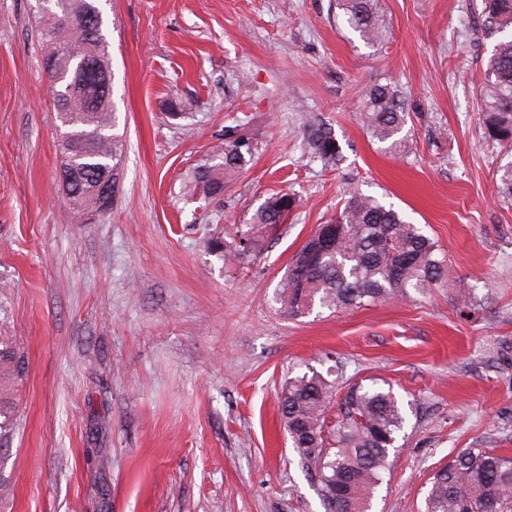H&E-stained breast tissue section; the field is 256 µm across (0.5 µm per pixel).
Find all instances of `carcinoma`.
<instances>
[{
	"label": "carcinoma",
	"instance_id": "cac0c4a2",
	"mask_svg": "<svg viewBox=\"0 0 512 512\" xmlns=\"http://www.w3.org/2000/svg\"><path fill=\"white\" fill-rule=\"evenodd\" d=\"M35 23L41 48L57 47L78 70H46L60 126L74 135L67 168L74 173L67 195L74 214L82 215L102 172L119 169L123 143L115 126L112 88L103 85L96 68L112 69L102 44V10L98 0H36ZM345 24L367 43L381 37L375 0H339ZM93 15L88 28L65 23ZM487 38L496 40L481 86L484 137L512 149V0H481ZM73 94L82 108L70 105ZM373 141L396 150L408 123L400 94L387 84L367 92L359 113ZM305 148L324 167L343 159L330 124L307 125ZM257 149L253 134L236 125L224 132V144L210 162L192 176L193 189L206 197L224 194ZM498 193L512 202V161L496 170ZM295 197H271L249 224L229 241L215 239L213 250L232 265L245 267L260 248L262 231L284 222L295 208ZM447 255L422 229L401 213L357 190L348 193L336 218L317 229L291 259L279 295L291 317L320 306L328 310L361 308L372 303L425 294L446 283ZM19 376L23 362L0 349V378ZM281 417L292 448L314 471L325 512H369L385 472L391 470L396 442L403 430L402 406L390 387L376 381L341 384L318 372L288 378L278 393ZM422 512H512V457L492 448H468L435 471L424 494Z\"/></svg>",
	"mask_w": 512,
	"mask_h": 512
}]
</instances>
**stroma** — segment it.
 Segmentation results:
<instances>
[{"label":"stroma","instance_id":"stroma-1","mask_svg":"<svg viewBox=\"0 0 512 512\" xmlns=\"http://www.w3.org/2000/svg\"><path fill=\"white\" fill-rule=\"evenodd\" d=\"M32 4L0 0V341L26 361L0 381V512H324L276 398L312 369L385 380L402 404L405 437L370 512H419L464 449L512 457V204L495 178L508 157L483 137L494 42L476 0H378L375 44L336 0H104L123 155L94 224L58 187ZM376 84L401 95L409 152L358 119ZM238 118L258 141L246 171L218 198L187 194ZM314 119L335 130L336 168L303 151ZM351 187L422 227L448 282L289 318L291 258ZM279 192L296 209L247 268L225 264L210 239Z\"/></svg>","mask_w":512,"mask_h":512}]
</instances>
